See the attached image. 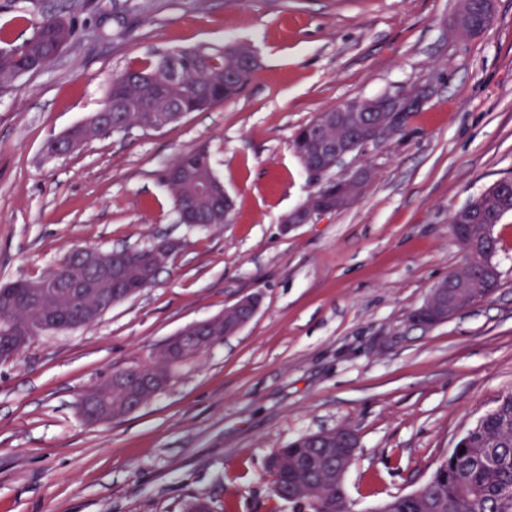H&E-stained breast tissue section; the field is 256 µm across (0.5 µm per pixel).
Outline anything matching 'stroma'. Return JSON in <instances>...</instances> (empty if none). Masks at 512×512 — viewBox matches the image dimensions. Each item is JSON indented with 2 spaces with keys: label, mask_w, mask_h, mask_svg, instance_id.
Segmentation results:
<instances>
[{
  "label": "stroma",
  "mask_w": 512,
  "mask_h": 512,
  "mask_svg": "<svg viewBox=\"0 0 512 512\" xmlns=\"http://www.w3.org/2000/svg\"><path fill=\"white\" fill-rule=\"evenodd\" d=\"M457 0H0V32L62 17L76 36L46 70L0 88V284L35 279L75 250L179 248L152 288L92 327L34 338L0 361V512H293L270 461L294 439L353 428L355 512L413 492L512 391V217L495 229L494 293L434 326L414 312L460 269L451 214L512 177V0L456 38ZM128 29L127 38H115ZM252 48L234 100L157 132L45 155L103 105L114 74L174 50ZM434 92L405 132L335 176L371 178L346 209L283 232L316 190L296 131L348 101ZM206 148L232 219L179 223L160 174ZM259 295L255 318L136 412L87 423L80 399L155 357L186 325Z\"/></svg>",
  "instance_id": "1"
}]
</instances>
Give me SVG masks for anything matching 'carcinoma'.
<instances>
[{"label": "carcinoma", "mask_w": 512, "mask_h": 512, "mask_svg": "<svg viewBox=\"0 0 512 512\" xmlns=\"http://www.w3.org/2000/svg\"><path fill=\"white\" fill-rule=\"evenodd\" d=\"M32 35L19 45L5 42L0 47V84L27 74L30 68H47L74 37L73 28L53 13H45L31 20ZM241 46L223 49L205 48L177 50L145 64L131 66L116 74L108 88L106 98L126 103L122 112L112 113V125L96 132L89 128L88 120L70 128L65 136L86 138L90 141L127 133L133 128L159 131L173 126L168 121L171 109L177 108L181 116L191 112H203L233 99L248 82L254 70H242L238 58ZM177 67L184 79L174 80L169 71ZM338 109L320 113L314 122L327 125L326 134L336 137L348 126H336ZM308 127H303L293 140L294 153L300 162L311 154L312 142L306 137ZM178 172L173 183L166 186L173 194L178 221L202 227H217L228 223L229 210L211 204L210 197L197 191L202 181L209 182L214 195L222 196L223 183L214 173L206 151L202 149L179 153L169 164ZM475 206L484 210L485 223L480 225L482 245L491 253L497 252V239L493 235L495 226L504 217L512 215V184L505 182L499 191L481 197ZM83 275L88 269L81 259H68L64 264L46 274L39 283L47 284L63 272ZM471 279L476 288H465L458 295L461 308L487 297L497 287L499 276L488 278L483 268L471 270ZM27 281H16L0 286V325L4 323L24 324L35 322L42 313L40 304L28 299ZM125 287L137 291L148 288L143 281V267L138 261L127 265ZM112 294V285L98 281L81 302L69 298L57 288L46 289L45 303L54 306L60 327L58 331L75 328L77 315L83 316L81 327H90L98 322L104 312L103 300ZM171 358L170 347H165L157 360L131 366L133 372L142 377L157 380L164 388L171 375L165 373ZM125 402L122 391L105 383L92 390L85 415L104 422L112 413L121 409ZM464 452H459V449ZM461 448L442 459L427 482L417 492L394 496L387 500L382 512H512V393L502 396L497 405L483 415L466 431ZM346 461L336 456V472L339 476L324 486V495L318 505L299 504L305 512H351L353 503L344 489ZM293 473L273 472L272 492L282 498L285 486H293Z\"/></svg>", "instance_id": "obj_1"}]
</instances>
